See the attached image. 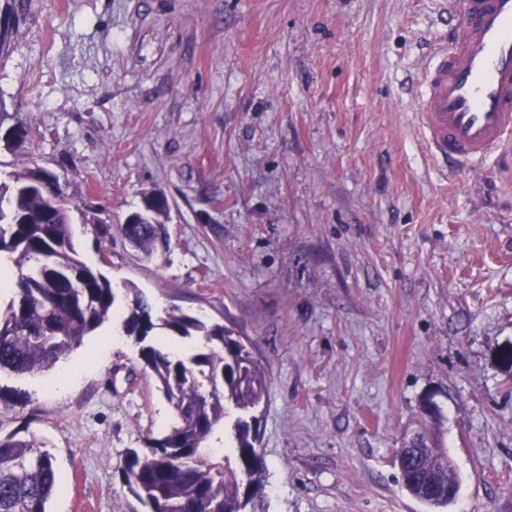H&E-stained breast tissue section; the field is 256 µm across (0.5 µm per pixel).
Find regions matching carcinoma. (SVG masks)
<instances>
[{"label": "carcinoma", "instance_id": "carcinoma-1", "mask_svg": "<svg viewBox=\"0 0 512 512\" xmlns=\"http://www.w3.org/2000/svg\"><path fill=\"white\" fill-rule=\"evenodd\" d=\"M27 127L17 125L5 142L24 147ZM53 171L39 166L9 175L0 183V263L18 270L15 296L0 309V370L40 372L79 346L114 314L118 295L101 271L79 259L67 214L73 205L61 182L39 186ZM121 235L146 256L157 253L150 224L118 225ZM122 335L137 349L143 368L170 404L174 421L146 448L125 452L120 475L146 512H256L266 467L258 448L259 408L267 378L247 345L221 324L172 308L156 318L151 304L134 292ZM162 328L189 339L183 352L154 341ZM410 444L419 449L395 458L405 489L420 501L445 507L448 483L460 485L456 467L445 461L443 412L420 410ZM229 428L232 446L215 462L205 444L216 429ZM58 488L50 453L34 439L0 435V512H49Z\"/></svg>", "mask_w": 512, "mask_h": 512}]
</instances>
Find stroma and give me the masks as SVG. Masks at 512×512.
<instances>
[{"mask_svg": "<svg viewBox=\"0 0 512 512\" xmlns=\"http://www.w3.org/2000/svg\"><path fill=\"white\" fill-rule=\"evenodd\" d=\"M7 3L0 126L38 134L0 142V181L55 171L92 203L74 243L114 288L250 342L260 512H512V174L444 177L413 129L441 0ZM156 192L163 252L101 237ZM0 388L29 396L0 433L54 459L49 512H144L118 469L171 412L118 321ZM429 394L461 476L439 511L394 465Z\"/></svg>", "mask_w": 512, "mask_h": 512, "instance_id": "obj_1", "label": "stroma"}]
</instances>
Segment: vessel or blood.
<instances>
[{
    "label": "vessel or blood",
    "instance_id": "b4317fda",
    "mask_svg": "<svg viewBox=\"0 0 512 512\" xmlns=\"http://www.w3.org/2000/svg\"><path fill=\"white\" fill-rule=\"evenodd\" d=\"M447 9L464 25L421 71L414 126L446 170L491 156L512 169V0H447Z\"/></svg>",
    "mask_w": 512,
    "mask_h": 512
}]
</instances>
